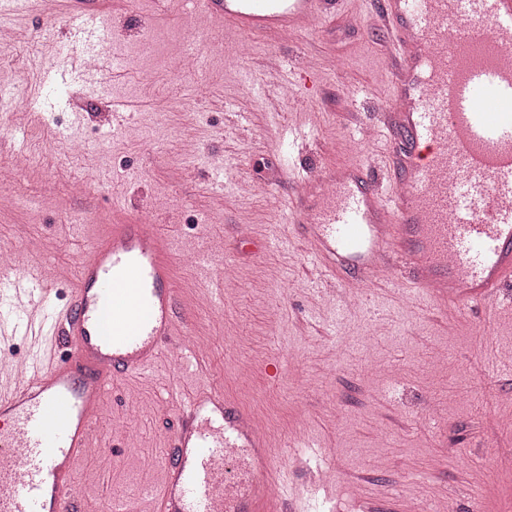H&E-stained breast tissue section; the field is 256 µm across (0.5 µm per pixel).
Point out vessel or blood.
Here are the masks:
<instances>
[{"label": "vessel or blood", "instance_id": "vessel-or-blood-1", "mask_svg": "<svg viewBox=\"0 0 512 512\" xmlns=\"http://www.w3.org/2000/svg\"><path fill=\"white\" fill-rule=\"evenodd\" d=\"M203 16L271 38L319 25L336 0H195ZM393 47L387 180L326 165L289 177V219L328 287L401 276L443 308L491 311L512 287V0H376ZM154 223L113 225L56 304L38 272L0 274V335L38 340L0 393V512H86L75 465L108 394L167 353L193 361L191 321ZM155 512H299L261 481L264 432L210 384L174 400ZM248 449L246 493L223 496L225 449Z\"/></svg>", "mask_w": 512, "mask_h": 512}]
</instances>
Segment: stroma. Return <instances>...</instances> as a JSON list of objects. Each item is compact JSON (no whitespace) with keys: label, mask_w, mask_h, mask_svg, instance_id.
Wrapping results in <instances>:
<instances>
[{"label":"stroma","mask_w":512,"mask_h":512,"mask_svg":"<svg viewBox=\"0 0 512 512\" xmlns=\"http://www.w3.org/2000/svg\"><path fill=\"white\" fill-rule=\"evenodd\" d=\"M195 19L185 0H131L115 5L98 41L69 0L49 18L35 2L0 16L12 31L0 50V247L22 242L24 265L41 268L62 301L82 252L117 221L113 192L131 218L167 199L158 229L173 243L174 285L202 347L200 376L168 353L114 388L113 452L92 443L76 470L89 502L132 498L150 512L143 491L163 477L166 393L202 380L264 430L268 479L287 472L311 506L329 497L334 512H358L366 496L376 512H414L445 497L456 512H512V469L496 465L512 453V366L496 360L512 352V303L492 315L444 310L398 281L328 300L305 243L287 242L296 233L287 207L267 192L287 186L289 167L384 170L394 136L361 134L392 94L373 0H339L317 30L280 40L210 26L224 51L206 55L200 75L180 66ZM91 51L115 61V74L71 69L70 56ZM292 60L318 81L285 98L271 84ZM17 149L31 157L27 169L13 170ZM242 222L247 245L233 231ZM438 350L447 365L434 363ZM299 437L315 453L296 452ZM319 455L335 481H320Z\"/></svg>","instance_id":"1"}]
</instances>
